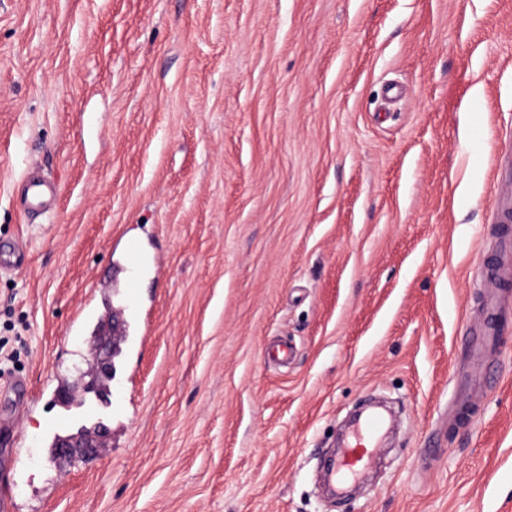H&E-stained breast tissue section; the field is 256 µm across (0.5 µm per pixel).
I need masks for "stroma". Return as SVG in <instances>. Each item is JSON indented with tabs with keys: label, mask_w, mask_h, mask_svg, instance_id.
I'll return each mask as SVG.
<instances>
[{
	"label": "stroma",
	"mask_w": 512,
	"mask_h": 512,
	"mask_svg": "<svg viewBox=\"0 0 512 512\" xmlns=\"http://www.w3.org/2000/svg\"><path fill=\"white\" fill-rule=\"evenodd\" d=\"M507 157L512 0H0L12 512H512V292L484 334ZM134 244L159 268L130 293ZM130 299L109 455L59 459L55 391ZM374 397L392 444L327 496ZM48 193L50 197L48 198ZM52 190L49 184L40 178L32 179L27 188L26 203L32 212H45L50 209Z\"/></svg>",
	"instance_id": "obj_1"
}]
</instances>
